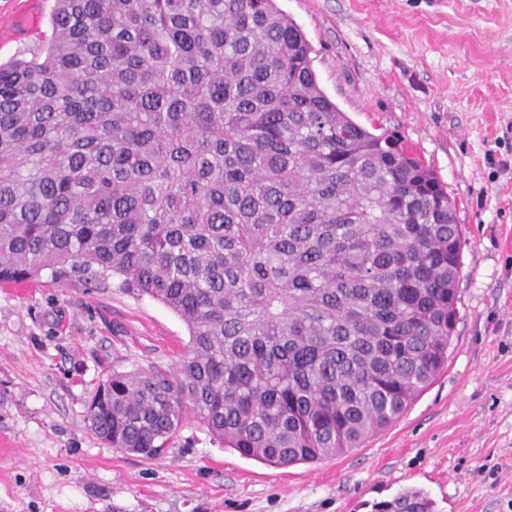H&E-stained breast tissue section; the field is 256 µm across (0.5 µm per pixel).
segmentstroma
<instances>
[{
    "label": "stroma",
    "instance_id": "35a3bbf8",
    "mask_svg": "<svg viewBox=\"0 0 512 512\" xmlns=\"http://www.w3.org/2000/svg\"><path fill=\"white\" fill-rule=\"evenodd\" d=\"M305 32L321 88L371 132L400 134L437 172L465 245L448 365L363 447L315 464L242 458L187 415L159 459L88 427L112 371L174 364L184 322L70 267L0 283V512H373L407 488L435 512H512V0H277ZM16 33L0 63L51 34Z\"/></svg>",
    "mask_w": 512,
    "mask_h": 512
}]
</instances>
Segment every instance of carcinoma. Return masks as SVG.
Segmentation results:
<instances>
[{
	"instance_id": "carcinoma-1",
	"label": "carcinoma",
	"mask_w": 512,
	"mask_h": 512,
	"mask_svg": "<svg viewBox=\"0 0 512 512\" xmlns=\"http://www.w3.org/2000/svg\"><path fill=\"white\" fill-rule=\"evenodd\" d=\"M51 22L42 54L0 65V282L117 278L190 336L170 367L112 372L90 430L159 458L191 412L290 466L404 414L458 318L463 233L435 173L326 95L276 0H55Z\"/></svg>"
}]
</instances>
